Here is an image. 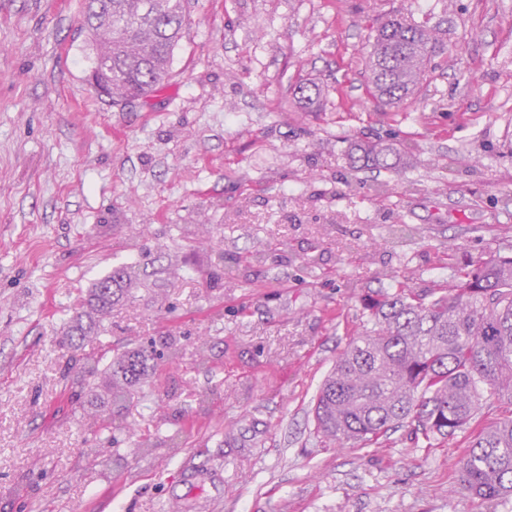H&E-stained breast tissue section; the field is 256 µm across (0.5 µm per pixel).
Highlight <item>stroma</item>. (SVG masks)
<instances>
[{
    "instance_id": "35a3bbf8",
    "label": "stroma",
    "mask_w": 512,
    "mask_h": 512,
    "mask_svg": "<svg viewBox=\"0 0 512 512\" xmlns=\"http://www.w3.org/2000/svg\"><path fill=\"white\" fill-rule=\"evenodd\" d=\"M82 10L0 0V512H502L456 489L465 434L339 449L313 407L367 295L442 283L450 248L512 255V0H187L168 81L122 105ZM394 13L444 49L385 106L367 55ZM356 139L409 163L352 169ZM132 262L102 341L160 360L107 440L59 341Z\"/></svg>"
}]
</instances>
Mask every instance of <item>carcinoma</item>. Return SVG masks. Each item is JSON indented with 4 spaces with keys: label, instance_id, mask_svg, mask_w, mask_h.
<instances>
[{
    "label": "carcinoma",
    "instance_id": "carcinoma-1",
    "mask_svg": "<svg viewBox=\"0 0 512 512\" xmlns=\"http://www.w3.org/2000/svg\"><path fill=\"white\" fill-rule=\"evenodd\" d=\"M185 18V0H84L81 31L96 70L95 92L118 104L146 98L170 75ZM440 46L439 32L395 15L376 30L369 56L370 89L395 104L414 94ZM321 89L301 83L293 99L303 108L320 103ZM406 150L382 142L357 143L355 168L394 171ZM436 288H381L364 299L367 323L336 359L316 399V429L336 446L370 447L402 429L433 448L459 432L470 434L457 476L462 492L496 505L512 500V415L483 421L491 400L512 406V256L493 254L471 269L454 263ZM135 266L120 265L95 281L84 314L64 328L63 345L89 349L93 366L83 371L95 399L107 358L100 318L112 311ZM154 365L144 351L118 354L107 364V410L93 406L98 433L112 432V407Z\"/></svg>",
    "mask_w": 512,
    "mask_h": 512
}]
</instances>
